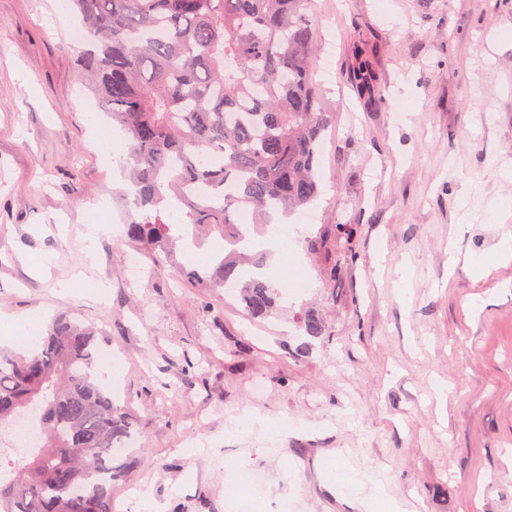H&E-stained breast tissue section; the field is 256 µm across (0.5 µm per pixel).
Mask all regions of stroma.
I'll return each instance as SVG.
<instances>
[{"instance_id":"stroma-1","label":"stroma","mask_w":512,"mask_h":512,"mask_svg":"<svg viewBox=\"0 0 512 512\" xmlns=\"http://www.w3.org/2000/svg\"><path fill=\"white\" fill-rule=\"evenodd\" d=\"M315 3L334 124L307 232L362 234L332 286L296 245L313 288L251 317L197 284L188 250L161 263L122 234L91 235L93 202L108 199L112 225L130 206L84 122L112 126L70 39L80 20L59 0H0V338L76 311L126 360L112 397L137 445L114 512H249L232 491L241 467L293 512H512V260L496 254L512 232L499 174L512 169V0ZM361 37L379 83L365 96ZM131 251L150 272L140 285L125 277ZM308 314L325 335L304 333ZM246 410L288 429L228 435ZM364 470L382 499L349 492ZM136 482L150 501L132 499Z\"/></svg>"}]
</instances>
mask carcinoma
Listing matches in <instances>:
<instances>
[{"label":"carcinoma","mask_w":512,"mask_h":512,"mask_svg":"<svg viewBox=\"0 0 512 512\" xmlns=\"http://www.w3.org/2000/svg\"><path fill=\"white\" fill-rule=\"evenodd\" d=\"M83 23L80 53L112 122L129 136L134 200L125 236L168 258L185 223L238 239L240 211L265 226L319 196L321 147L331 124L316 91L313 0H68ZM233 184L235 195L224 193ZM353 254L357 224H335ZM240 260L192 272L204 288L240 279ZM279 289L251 277L241 299L269 314ZM99 336L72 313L42 342L0 352V426L39 418L38 450L0 456V512H112L126 469L113 452L131 422L112 400Z\"/></svg>","instance_id":"obj_1"}]
</instances>
